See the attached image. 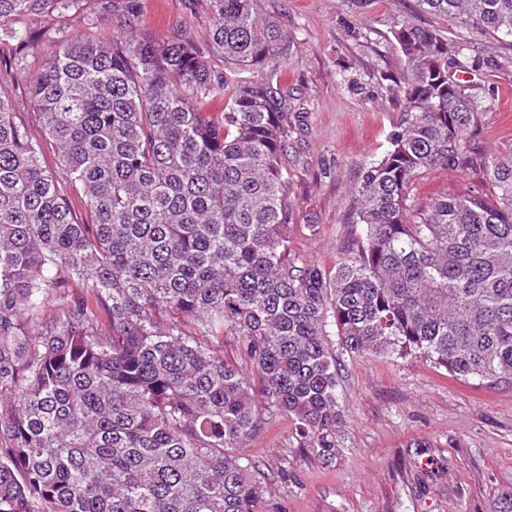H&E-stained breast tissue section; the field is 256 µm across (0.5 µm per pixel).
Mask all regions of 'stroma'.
<instances>
[{"label":"stroma","instance_id":"stroma-1","mask_svg":"<svg viewBox=\"0 0 512 512\" xmlns=\"http://www.w3.org/2000/svg\"><path fill=\"white\" fill-rule=\"evenodd\" d=\"M291 39L286 79L299 122L291 137L289 202L295 251L333 266L349 229V188L365 162L389 147L402 112L386 78L403 66L392 32L410 22L468 42L470 78L487 112L474 149L512 146V39L421 12L417 0H262ZM76 16L29 18L72 38L118 37L100 0H78ZM207 0H139V25L154 34L204 42ZM479 175L437 166L413 185L412 210L479 186ZM344 409L340 455L323 463L274 416L250 443L258 478L282 512H491L512 490V385H478L418 359L337 350Z\"/></svg>","mask_w":512,"mask_h":512}]
</instances>
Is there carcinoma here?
<instances>
[{
	"instance_id": "cac0c4a2",
	"label": "carcinoma",
	"mask_w": 512,
	"mask_h": 512,
	"mask_svg": "<svg viewBox=\"0 0 512 512\" xmlns=\"http://www.w3.org/2000/svg\"><path fill=\"white\" fill-rule=\"evenodd\" d=\"M260 2L209 0L200 46L143 33L137 0H107L117 41L21 22L74 0H0V512H262L246 448L272 415L323 462L339 454L330 327L350 354L512 383V150L468 149L486 111L453 78L473 69L468 45L394 31L403 117L351 187L354 229L327 269L292 248L290 41ZM418 3L512 37V0ZM45 41L27 99L89 222L9 93ZM450 161L484 187L412 213L414 182ZM70 279L93 304L45 317ZM227 336L245 367L224 359Z\"/></svg>"
}]
</instances>
